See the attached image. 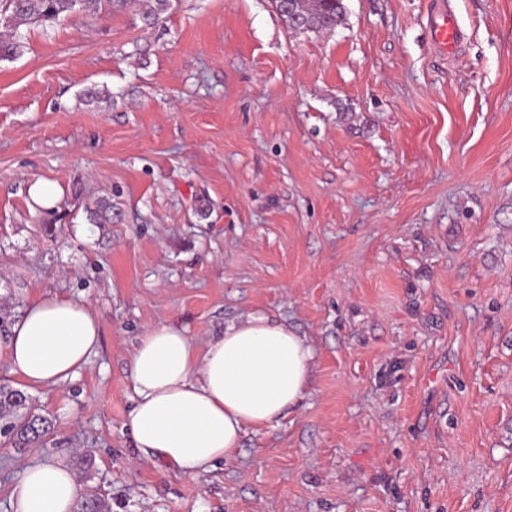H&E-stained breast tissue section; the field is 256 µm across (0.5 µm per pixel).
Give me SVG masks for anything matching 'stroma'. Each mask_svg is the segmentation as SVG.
<instances>
[{
    "mask_svg": "<svg viewBox=\"0 0 512 512\" xmlns=\"http://www.w3.org/2000/svg\"><path fill=\"white\" fill-rule=\"evenodd\" d=\"M343 4L332 30L270 0H177L153 30L77 16L0 62V336L45 295L102 328L59 385L0 361L55 424L41 448L0 437V512L26 466L80 454L112 512H512V0ZM103 195L120 220L87 223ZM250 313L311 344L305 399L208 474L145 458L144 330L202 347ZM431 33L436 44L444 50H452L460 39V29L448 15H440L432 22ZM63 192L61 185L52 179H37L30 185L28 194L33 207L37 209L54 208Z\"/></svg>",
    "mask_w": 512,
    "mask_h": 512,
    "instance_id": "stroma-1",
    "label": "stroma"
}]
</instances>
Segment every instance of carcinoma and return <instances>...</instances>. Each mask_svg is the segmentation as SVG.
Segmentation results:
<instances>
[{"label": "carcinoma", "instance_id": "carcinoma-1", "mask_svg": "<svg viewBox=\"0 0 512 512\" xmlns=\"http://www.w3.org/2000/svg\"><path fill=\"white\" fill-rule=\"evenodd\" d=\"M132 0H0V17L8 20L0 31V62L12 61L23 48L21 28L32 25L44 28L69 19L75 14L89 20H99L128 11ZM173 0H147L138 13L141 27L156 28L172 11ZM299 20L293 29L332 30L343 18L342 0H298ZM86 220L91 224L112 223V199L101 197L85 207ZM26 397L18 390L0 386V426L3 435L14 445L25 448L42 441L50 433L46 418L32 412H21ZM74 512H111L110 504L100 495L88 492L76 503Z\"/></svg>", "mask_w": 512, "mask_h": 512}]
</instances>
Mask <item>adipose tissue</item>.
Instances as JSON below:
<instances>
[{
  "instance_id": "1",
  "label": "adipose tissue",
  "mask_w": 512,
  "mask_h": 512,
  "mask_svg": "<svg viewBox=\"0 0 512 512\" xmlns=\"http://www.w3.org/2000/svg\"><path fill=\"white\" fill-rule=\"evenodd\" d=\"M101 326L81 300H34L0 336V360L28 386L73 379L97 351ZM314 352L305 337L264 314H247L197 350L185 330L148 328L131 354L134 398L127 427L136 448L196 477L231 457L247 429L280 420L304 398ZM80 485L61 459L22 472L15 512H73Z\"/></svg>"
}]
</instances>
